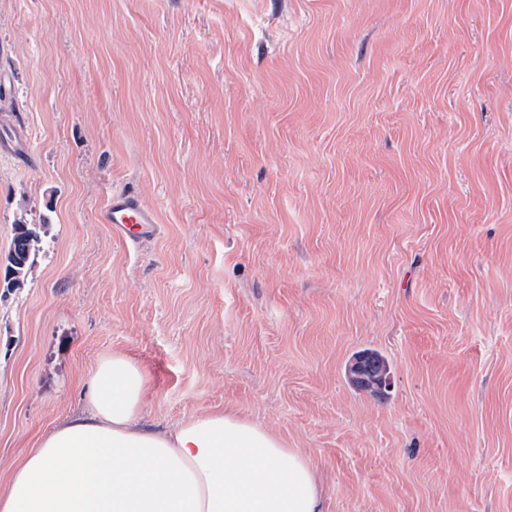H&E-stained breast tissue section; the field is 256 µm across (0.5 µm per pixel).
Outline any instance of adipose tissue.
Here are the masks:
<instances>
[{"mask_svg":"<svg viewBox=\"0 0 512 512\" xmlns=\"http://www.w3.org/2000/svg\"><path fill=\"white\" fill-rule=\"evenodd\" d=\"M85 414L55 426L13 466L0 512H324L307 457L231 409L155 428L148 378L102 358Z\"/></svg>","mask_w":512,"mask_h":512,"instance_id":"1","label":"adipose tissue"}]
</instances>
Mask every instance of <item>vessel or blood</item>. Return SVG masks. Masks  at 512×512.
<instances>
[{
    "label": "vessel or blood",
    "instance_id": "obj_1",
    "mask_svg": "<svg viewBox=\"0 0 512 512\" xmlns=\"http://www.w3.org/2000/svg\"><path fill=\"white\" fill-rule=\"evenodd\" d=\"M99 223L109 225L114 237L131 244L156 239L161 231L157 210L138 197L112 193L98 214Z\"/></svg>",
    "mask_w": 512,
    "mask_h": 512
}]
</instances>
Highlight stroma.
<instances>
[{
    "instance_id": "stroma-1",
    "label": "stroma",
    "mask_w": 512,
    "mask_h": 512,
    "mask_svg": "<svg viewBox=\"0 0 512 512\" xmlns=\"http://www.w3.org/2000/svg\"><path fill=\"white\" fill-rule=\"evenodd\" d=\"M0 487L104 355L325 512H512V0H0ZM155 207L132 247L97 216ZM374 350L391 389L353 387ZM98 221L108 224L112 235L133 245L156 239L161 231L157 210L138 197L113 192L99 212ZM47 224H14L13 247L3 268V286L21 288L34 268L33 255L40 240V229Z\"/></svg>"
}]
</instances>
